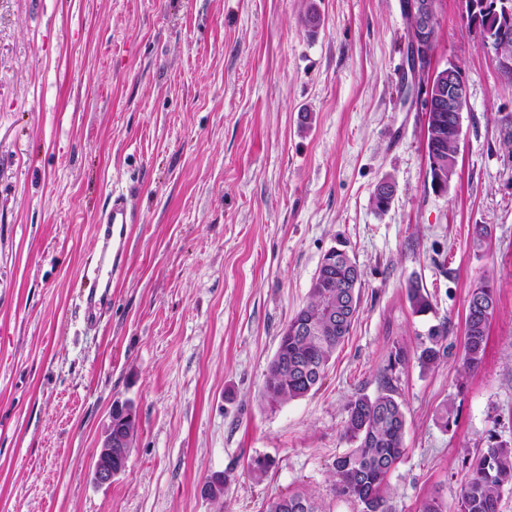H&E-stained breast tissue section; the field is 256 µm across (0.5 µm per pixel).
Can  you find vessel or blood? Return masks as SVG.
Returning a JSON list of instances; mask_svg holds the SVG:
<instances>
[{
  "instance_id": "vessel-or-blood-1",
  "label": "vessel or blood",
  "mask_w": 512,
  "mask_h": 512,
  "mask_svg": "<svg viewBox=\"0 0 512 512\" xmlns=\"http://www.w3.org/2000/svg\"><path fill=\"white\" fill-rule=\"evenodd\" d=\"M136 221L131 196L112 193L95 224L97 259L94 286L82 297L81 308L85 324L99 323L112 307V281L124 269L130 243V226Z\"/></svg>"
}]
</instances>
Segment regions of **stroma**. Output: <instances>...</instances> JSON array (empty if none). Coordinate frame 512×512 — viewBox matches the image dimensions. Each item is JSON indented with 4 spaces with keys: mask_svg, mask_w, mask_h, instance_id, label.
<instances>
[{
    "mask_svg": "<svg viewBox=\"0 0 512 512\" xmlns=\"http://www.w3.org/2000/svg\"><path fill=\"white\" fill-rule=\"evenodd\" d=\"M410 26L402 0H0V512H266L298 491L361 512L333 493L346 406L378 393L394 344L420 352L440 324L449 351L399 374L407 452L388 482L393 512L429 496L455 512L466 458L512 443V81L467 0H437L435 48L408 86ZM451 66L469 98L438 193L426 88ZM130 185L126 269L90 327L92 226ZM340 245L362 273L358 318L317 391L268 405L280 336ZM483 276L498 305L468 372V291ZM117 400L137 434L99 485ZM259 456L272 465L258 479ZM407 288V296L413 313H426L432 308L431 297L417 280H410ZM115 405L112 406L113 412L111 413L110 421L104 430L100 448L96 453L93 466L92 479L97 484L111 482L112 477L124 470L131 452L134 436L136 434V417L132 411V407L126 403L122 404V407L127 409V415L125 417H121L120 415L116 416L114 414ZM122 407H119L117 410H121ZM112 424L115 431L124 430L125 435L129 437V448H125V454H123L122 450L119 452L115 450V448H124V439L121 436L112 435ZM112 448L114 453L113 456ZM114 470L119 471L115 472Z\"/></svg>",
    "mask_w": 512,
    "mask_h": 512,
    "instance_id": "35a3bbf8",
    "label": "stroma"
}]
</instances>
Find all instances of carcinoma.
Returning <instances> with one entry per match:
<instances>
[{
    "label": "carcinoma",
    "instance_id": "carcinoma-1",
    "mask_svg": "<svg viewBox=\"0 0 512 512\" xmlns=\"http://www.w3.org/2000/svg\"><path fill=\"white\" fill-rule=\"evenodd\" d=\"M455 114L428 111L427 156L439 155L445 182H450L456 164L457 144L453 139L441 142L440 135L453 134ZM309 301L283 330L278 349L270 361L263 396L270 405L304 397L321 385L336 349L350 334L360 307L361 272L352 261L334 268H321L315 274ZM407 296L413 313L432 308L431 297L418 281L410 280ZM336 304L341 317L332 325L322 319L327 301ZM497 305L494 283L488 277L474 281L469 290L462 336L465 370L477 368L483 361L489 327ZM312 322L317 330L311 336L294 334L297 323ZM448 330L439 326L429 333V345L418 354L397 345L388 355L381 371V389L374 397L360 395L347 404L345 436L354 444L333 461V491L362 506L361 512H391L388 477L406 452L404 437L406 414L396 398V372L411 360L429 368L449 350L445 345ZM127 415L112 416L114 430H122L129 440L136 434L132 407L123 404ZM512 485V445L490 444L470 458L468 474L457 494V512H499L501 493ZM266 512H323L317 498L295 493L269 501Z\"/></svg>",
    "mask_w": 512,
    "mask_h": 512
}]
</instances>
